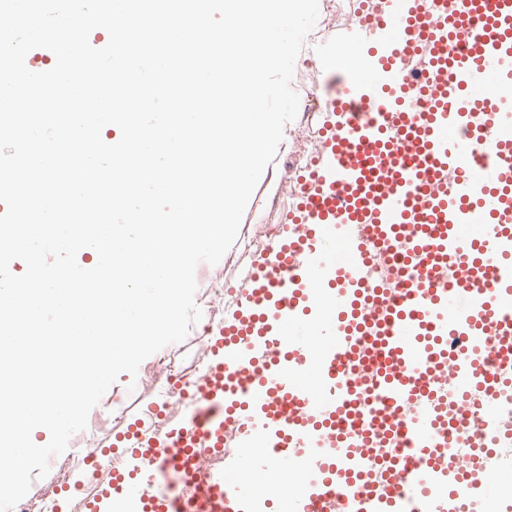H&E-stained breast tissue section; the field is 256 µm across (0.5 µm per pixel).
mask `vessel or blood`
<instances>
[{"label": "vessel or blood", "instance_id": "1", "mask_svg": "<svg viewBox=\"0 0 512 512\" xmlns=\"http://www.w3.org/2000/svg\"><path fill=\"white\" fill-rule=\"evenodd\" d=\"M367 54L252 267L189 417L113 466L115 502L175 512L143 474L222 454L198 512H480L512 474V0H374ZM392 256L402 285L377 274ZM467 460L449 457L471 411Z\"/></svg>", "mask_w": 512, "mask_h": 512}]
</instances>
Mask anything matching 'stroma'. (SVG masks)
<instances>
[{
	"mask_svg": "<svg viewBox=\"0 0 512 512\" xmlns=\"http://www.w3.org/2000/svg\"><path fill=\"white\" fill-rule=\"evenodd\" d=\"M345 27L344 22L329 21L326 13H319L315 32L308 39V51L300 53L295 64L293 89L299 95L301 108L296 119L285 127L286 143L278 148L273 162L266 168L245 210L237 238L216 265L199 264L196 269L197 291L195 302L203 317L191 327L187 338L171 344L145 359L137 375H120L108 389L88 417L85 430L73 434L64 453L56 456L48 474L34 480L29 498L45 496L55 505V512H70L73 499H89L107 489L110 480L108 467H100L97 478L84 473V455L115 448L118 453L137 447V438L129 436L128 427L143 418L149 404H156L161 415L160 427L171 425L170 412L175 408L171 388L183 387L198 378L212 361L208 348V326L224 323L232 317L236 307L229 289L239 287L243 270L260 260V253L246 247L245 242L261 224H282L286 214L278 204L288 175L286 160L299 146L295 135L303 130L312 139H319L330 114L318 106L320 87L324 82L323 62L319 56L324 44L335 41ZM220 275L225 295L207 298L210 275Z\"/></svg>",
	"mask_w": 512,
	"mask_h": 512,
	"instance_id": "35a3bbf8",
	"label": "stroma"
}]
</instances>
